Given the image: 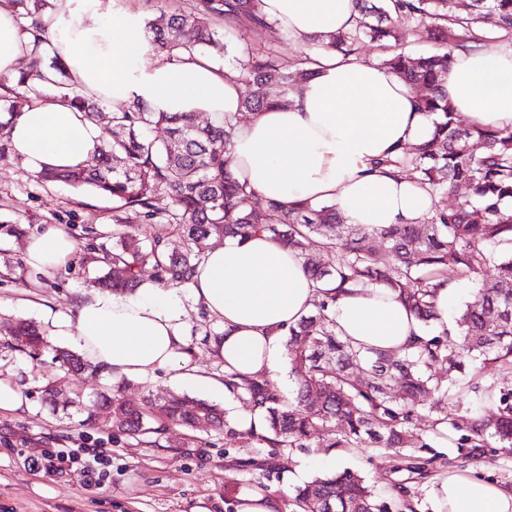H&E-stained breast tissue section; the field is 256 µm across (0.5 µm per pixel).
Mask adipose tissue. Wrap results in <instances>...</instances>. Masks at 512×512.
Wrapping results in <instances>:
<instances>
[{
	"label": "adipose tissue",
	"instance_id": "1",
	"mask_svg": "<svg viewBox=\"0 0 512 512\" xmlns=\"http://www.w3.org/2000/svg\"><path fill=\"white\" fill-rule=\"evenodd\" d=\"M277 27L306 42L349 27L353 0H262ZM143 15L132 0H57L47 37L81 94L121 111L139 102L155 112H203L210 123L239 109L242 86L203 56L147 60ZM34 39L14 9L0 4V78L18 77ZM315 74L287 105L237 124L232 170L263 200L283 205L329 201L347 223L416 224L431 195L406 176L374 168L396 148L425 141L433 116L416 93L380 66L321 51ZM448 100L471 122L512 129V50L455 51L445 77ZM11 155L31 174L83 164L103 131L70 99L32 100L7 119ZM75 241L62 227L31 234L28 266L47 273L67 265ZM196 302L222 324L211 347L224 371L275 376L283 336L313 309L317 284L304 258L269 237L225 238L209 249L191 284ZM336 330L353 344L399 350L421 334L419 322L385 287L352 288L332 310ZM50 332L77 341L85 358L112 380L147 381L164 372L221 396L223 382L189 364L182 305L175 289L101 292L49 318ZM438 512H512V489L450 471L434 489Z\"/></svg>",
	"mask_w": 512,
	"mask_h": 512
}]
</instances>
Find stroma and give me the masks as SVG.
I'll return each mask as SVG.
<instances>
[{
	"label": "stroma",
	"instance_id": "obj_1",
	"mask_svg": "<svg viewBox=\"0 0 512 512\" xmlns=\"http://www.w3.org/2000/svg\"><path fill=\"white\" fill-rule=\"evenodd\" d=\"M250 47L272 49L288 60L302 45L272 24L244 28L228 40L224 54H211L210 59L236 76L238 61ZM0 214L17 218L25 233L55 225L77 240L83 228H111L112 201L61 183H39L4 147ZM95 274L94 267L77 258L49 277L27 266L0 265V319L22 317L44 325L45 312H65L93 296L90 281ZM177 294L186 310L192 365L211 378L223 379L224 364L209 344L221 323L194 301L190 289H178ZM75 347L73 339L52 336L45 349L31 355L0 336V378L10 380L24 400L22 409L0 412V512H191L201 502L209 512H237L243 494H282L291 472L301 471L308 479L328 473L330 468L321 463L325 457L335 459L337 470L365 477L386 501L387 512H435L434 487L452 469H468L512 487V450L492 443L473 456L459 447L460 438L468 433L474 401L467 390L458 395L451 424L440 431H433L431 416L418 420V428L432 438L434 454L443 460L420 475L376 448L331 447L327 431L306 448L262 446L253 431L238 428L229 434L206 424L192 431L172 426L160 435L129 437L114 430L104 415L94 414L100 394L117 391L136 404L151 391L192 397L195 389L163 373L147 382L121 383L97 372L66 375L55 351ZM50 382L59 391L51 401L42 393ZM79 437L112 451V478L100 488L86 489L77 465L61 475L29 466V457L41 449L66 446Z\"/></svg>",
	"mask_w": 512,
	"mask_h": 512
}]
</instances>
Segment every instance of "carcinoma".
<instances>
[{
  "label": "carcinoma",
  "mask_w": 512,
  "mask_h": 512,
  "mask_svg": "<svg viewBox=\"0 0 512 512\" xmlns=\"http://www.w3.org/2000/svg\"><path fill=\"white\" fill-rule=\"evenodd\" d=\"M23 19H40L53 10L55 0H11ZM358 17L332 35L315 37L313 44L356 58L369 39L389 53L382 66L392 70L419 92L418 105L435 115L433 131L421 144L378 159L374 167H390L430 190V215L421 224H391L369 232L347 224L336 206L300 202L284 207L267 202L255 206V193L232 172L230 152L237 114H224V124L200 126L190 113L152 112L133 104L104 115L103 103L84 98L70 83L66 65L51 47L31 58L15 87L7 88L9 108H17L50 90L69 96L92 122H104L106 137L85 164L68 171L38 175L43 182H63L112 198V231L92 227L85 235L106 238L111 246L90 244L82 261L102 264L92 287L112 293L137 290L146 279L161 288L188 287L204 259L202 245L227 235L241 238L267 234L298 249L310 276L320 283L321 300L314 312L287 331L288 363L295 374V396L285 398L264 378L224 377V385L253 409L265 414L260 442L271 446L306 448L333 422L342 423L332 448L376 447L385 455L400 456L421 470L436 457L424 458L415 450L429 448L415 431L420 397L450 400L458 391L456 377L469 358L485 365L512 367V130L481 125L462 126L448 104L443 77L454 50L472 51L488 39L480 27L483 14L496 16L501 41L512 46V0H355ZM249 23L268 25L262 0H193L190 10L163 12L148 23L153 49L169 57L221 51L224 39ZM428 26L437 48L413 57L403 45L410 31ZM194 31L184 39V31ZM301 51L284 62L268 49L249 48L240 62V107L259 112L282 103L298 91L313 73ZM163 127L167 138L158 141L150 132ZM481 144L475 152L471 144ZM466 193L457 196L458 188ZM455 202L448 203V196ZM169 207L160 211L157 199ZM156 224L152 242L140 246L127 228ZM317 235L329 253L322 262L306 252L305 241ZM379 240L384 251L364 249L365 238ZM494 267V281L482 283L486 268ZM480 285L456 320L460 342L452 347L449 330L432 333L439 319L435 299L447 285V270ZM384 286L393 291L425 329L426 337L406 344L395 353L354 347L336 332L330 309L336 297L350 288ZM22 350L31 353L45 346L43 332L28 320L0 325ZM62 367L79 374L89 368L80 354L59 353ZM437 364L448 365V377L432 373ZM364 373L360 379L349 370ZM402 379V394L390 396V383ZM102 406L112 408V426L133 438L162 434L167 426L192 429L201 421L231 431L224 409L205 400H189L166 392L150 394L134 406L102 394ZM493 424L476 417L460 447L487 446V438L512 448V392L498 398ZM291 512H385L379 494L360 475L344 471L316 477L288 496Z\"/></svg>",
  "instance_id": "carcinoma-1"
}]
</instances>
